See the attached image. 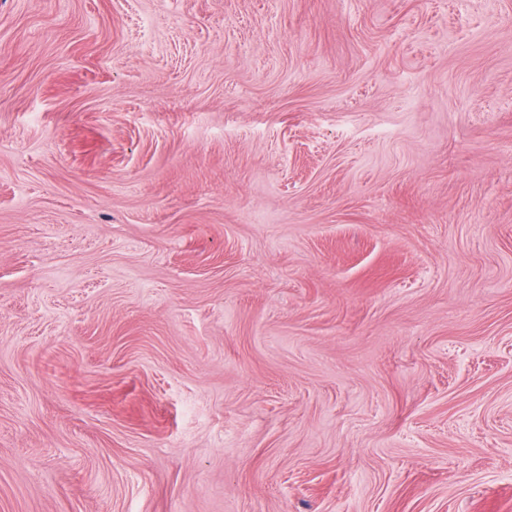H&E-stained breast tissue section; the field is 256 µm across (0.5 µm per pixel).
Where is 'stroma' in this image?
I'll list each match as a JSON object with an SVG mask.
<instances>
[{"instance_id": "35a3bbf8", "label": "stroma", "mask_w": 512, "mask_h": 512, "mask_svg": "<svg viewBox=\"0 0 512 512\" xmlns=\"http://www.w3.org/2000/svg\"><path fill=\"white\" fill-rule=\"evenodd\" d=\"M0 512H512V0H0Z\"/></svg>"}]
</instances>
